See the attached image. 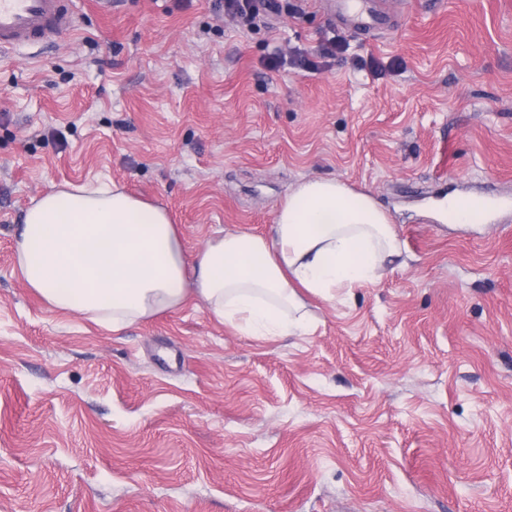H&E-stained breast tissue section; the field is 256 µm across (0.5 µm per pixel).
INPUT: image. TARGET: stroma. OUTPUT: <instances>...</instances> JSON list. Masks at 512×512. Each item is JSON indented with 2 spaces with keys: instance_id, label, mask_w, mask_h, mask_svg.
I'll list each match as a JSON object with an SVG mask.
<instances>
[{
  "instance_id": "35a3bbf8",
  "label": "stroma",
  "mask_w": 512,
  "mask_h": 512,
  "mask_svg": "<svg viewBox=\"0 0 512 512\" xmlns=\"http://www.w3.org/2000/svg\"><path fill=\"white\" fill-rule=\"evenodd\" d=\"M77 7L0 53V512H512V0H376L370 33L325 0H260L252 30L211 0ZM103 177L190 252L335 179L402 254L303 293V334L192 296L113 334L50 310L13 250L32 198ZM449 194L501 206L460 228L431 211Z\"/></svg>"
}]
</instances>
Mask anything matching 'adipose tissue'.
Segmentation results:
<instances>
[{"label": "adipose tissue", "mask_w": 512, "mask_h": 512, "mask_svg": "<svg viewBox=\"0 0 512 512\" xmlns=\"http://www.w3.org/2000/svg\"><path fill=\"white\" fill-rule=\"evenodd\" d=\"M401 248L371 195L315 179L277 206L269 235L220 232L190 254L163 206L99 179L33 199L14 257L51 309L114 333L193 294L247 335L283 336L309 327L299 290L328 300L373 283Z\"/></svg>", "instance_id": "1"}]
</instances>
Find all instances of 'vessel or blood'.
<instances>
[{"mask_svg":"<svg viewBox=\"0 0 512 512\" xmlns=\"http://www.w3.org/2000/svg\"><path fill=\"white\" fill-rule=\"evenodd\" d=\"M339 12L359 28L379 24L373 0H338ZM78 25L75 0H0V50L47 43Z\"/></svg>","mask_w":512,"mask_h":512,"instance_id":"obj_1","label":"vessel or blood"}]
</instances>
